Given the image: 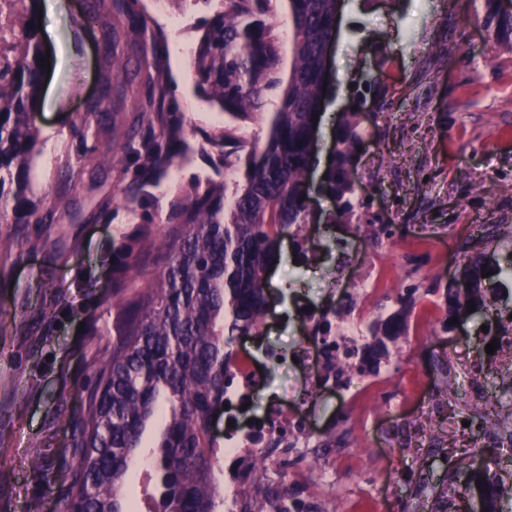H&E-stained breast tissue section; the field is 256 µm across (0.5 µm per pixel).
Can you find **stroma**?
Segmentation results:
<instances>
[{
    "label": "stroma",
    "mask_w": 512,
    "mask_h": 512,
    "mask_svg": "<svg viewBox=\"0 0 512 512\" xmlns=\"http://www.w3.org/2000/svg\"><path fill=\"white\" fill-rule=\"evenodd\" d=\"M349 31L337 32L328 67L332 94L317 122L316 153L327 156L343 112L375 78L383 106L364 119V143L357 159L360 196L371 212L398 219L407 233L447 238L450 249L483 240L492 261L512 259V49L487 42L469 0H349ZM43 8L42 44L50 48L36 124L41 142L33 156L28 198L48 212L70 205L81 213L73 224H1L0 239V512H26L39 501L56 512L77 466L73 424L96 381L99 361L122 332V312L112 303V269L127 251L148 253L143 272L129 284L145 287L163 255L152 250L144 229L173 234L169 214L179 198L200 181L221 183L240 176L243 151L237 140L265 141L263 116L234 118L200 95L190 58L214 7L201 0H141L143 12L165 37L163 64L170 105L182 134L174 149L183 163L172 168L140 203L131 204L110 169L70 178L82 166L72 126L100 91L103 47L97 28L82 12L81 0H38ZM224 146L215 140L224 132ZM112 189V220L92 212V181ZM339 270L298 262L290 243L268 274V315L286 299L282 286L304 280L311 300L331 296ZM481 320L464 324L441 344H421L394 356L381 396L399 388L409 369L430 377L433 389L452 386L468 396L471 371L481 370L485 392L503 413H512V374L500 355L487 354L491 337ZM438 416L411 418L378 430L393 446L394 460L372 449L351 450L348 469L336 473V506L365 512L378 471L390 472L381 494L390 512H413L414 484L421 467L433 481L443 461L417 447L418 432ZM470 430L453 424L438 429L434 446L450 448Z\"/></svg>",
    "instance_id": "1"
}]
</instances>
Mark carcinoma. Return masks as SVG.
<instances>
[{"mask_svg": "<svg viewBox=\"0 0 512 512\" xmlns=\"http://www.w3.org/2000/svg\"><path fill=\"white\" fill-rule=\"evenodd\" d=\"M271 0H223L206 23L190 60L204 96L235 116L263 114L274 91L279 106L269 118L264 144L241 143L248 150L244 183L233 187L207 182L193 186L169 215L175 239H158L166 262L137 290L128 276L139 268L140 253H126L112 283L115 304L124 315L120 342L101 363L94 392L77 421L78 477L60 501V512H127L121 492L128 474L141 462L148 426L167 411L152 441L153 461L146 471L156 494L148 512H222L223 472L211 430L223 410L230 373V345L257 330L263 320L269 268L282 258L285 234L315 223L304 186L314 159V114L325 92L326 53L335 40L336 16L346 0H288L292 31L287 78L278 76L280 39L269 14ZM477 23L495 44L512 48V10L502 0H481ZM36 0H0V218L13 224L34 220L70 224L66 209L41 217L29 207L27 170L39 142L38 112L42 67ZM88 13L100 21L105 46L100 95L74 126L87 143L89 132L112 134V79L138 84V125L124 135V155L139 163L131 198L159 183L178 163L170 147L180 133L176 112L163 103V35L136 15L135 0H88ZM367 100L345 113L323 180L333 198V224H377L378 214L358 195L357 156L363 142L361 118ZM87 165H112V151L84 147ZM463 279L436 281L424 293L399 292L396 309L378 319L360 348L336 355V385L350 375H377L391 362L392 349L405 336L407 319L423 295L439 296L441 330L456 331L452 319L491 310L490 294L512 283V267L491 265L479 245L463 248ZM493 275L484 278L482 274ZM457 413L478 417L485 432L508 430L493 405L455 402ZM497 449H481L448 468V481L430 485L426 500L457 502L468 512L479 497L481 512H512V472L491 464Z\"/></svg>", "mask_w": 512, "mask_h": 512, "instance_id": "1", "label": "carcinoma"}]
</instances>
